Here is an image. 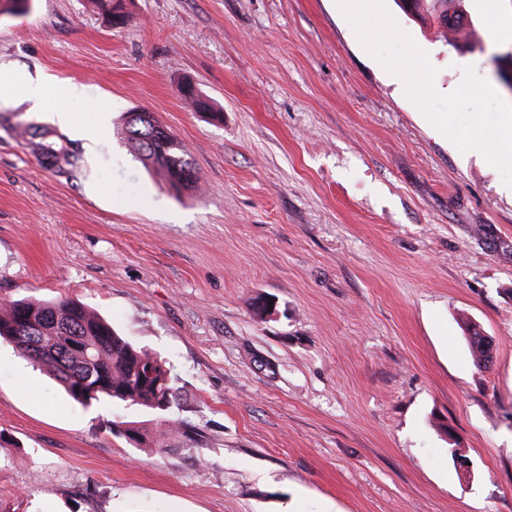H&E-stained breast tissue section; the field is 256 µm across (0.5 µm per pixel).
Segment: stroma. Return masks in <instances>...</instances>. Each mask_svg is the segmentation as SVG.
Segmentation results:
<instances>
[{
	"instance_id": "35a3bbf8",
	"label": "stroma",
	"mask_w": 512,
	"mask_h": 512,
	"mask_svg": "<svg viewBox=\"0 0 512 512\" xmlns=\"http://www.w3.org/2000/svg\"><path fill=\"white\" fill-rule=\"evenodd\" d=\"M385 3L440 93L471 66L506 96L493 58L512 0H449L477 32L452 46ZM0 68L83 89L0 106V306L95 309L168 362L195 431L135 445L114 423L151 415L83 408L1 343L0 512H512V190L431 125L336 0H134L117 27L88 0H30L0 15ZM143 108L199 191L129 151L117 125ZM45 144L74 164L45 166ZM467 337L471 352L478 364L486 365L493 357V339L485 336L475 327H470Z\"/></svg>"
}]
</instances>
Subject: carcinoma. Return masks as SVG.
Instances as JSON below:
<instances>
[{"label": "carcinoma", "mask_w": 512, "mask_h": 512, "mask_svg": "<svg viewBox=\"0 0 512 512\" xmlns=\"http://www.w3.org/2000/svg\"><path fill=\"white\" fill-rule=\"evenodd\" d=\"M114 26L129 17L126 0H92ZM420 17H430L448 30V0H412ZM180 93L198 111L212 109L209 101L180 86ZM121 134L130 152L173 189L194 190L198 176L189 151L151 112L124 117ZM46 370L71 400L84 408L104 401L137 406L155 417L153 434L127 423L124 435L136 442L152 440L157 451L185 433L184 421L172 417L177 392L166 362L154 353L133 346L111 323L86 305L69 299H23L0 307V340ZM468 344L475 361L493 357V339L469 328Z\"/></svg>", "instance_id": "cac0c4a2"}]
</instances>
